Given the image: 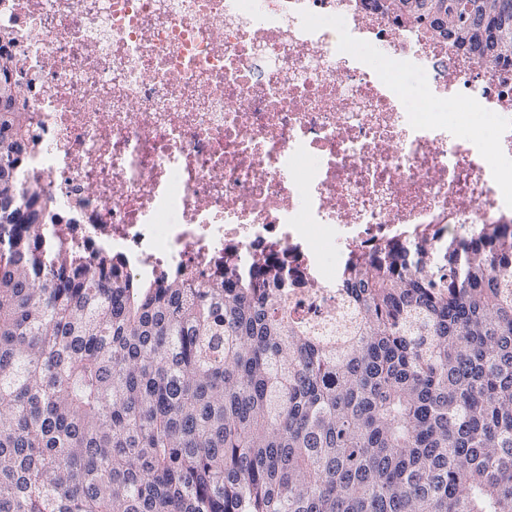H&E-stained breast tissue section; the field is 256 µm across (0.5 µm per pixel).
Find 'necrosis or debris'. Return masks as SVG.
Segmentation results:
<instances>
[{
    "label": "necrosis or debris",
    "mask_w": 512,
    "mask_h": 512,
    "mask_svg": "<svg viewBox=\"0 0 512 512\" xmlns=\"http://www.w3.org/2000/svg\"><path fill=\"white\" fill-rule=\"evenodd\" d=\"M387 0H0L38 139L21 176L61 216L40 254L202 284L260 266L329 336L372 246L430 259L512 223V63L481 65ZM428 108L403 109L407 78ZM470 106L497 140L461 137ZM337 256L325 269L323 249Z\"/></svg>",
    "instance_id": "4bbe7bcc"
}]
</instances>
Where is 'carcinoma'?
I'll list each match as a JSON object with an SVG mask.
<instances>
[{
    "mask_svg": "<svg viewBox=\"0 0 512 512\" xmlns=\"http://www.w3.org/2000/svg\"><path fill=\"white\" fill-rule=\"evenodd\" d=\"M486 64L512 0H389ZM0 148L30 151L27 94ZM0 168V512H512V235L460 225L466 260L365 254L342 335L263 274L150 287L58 254Z\"/></svg>",
    "mask_w": 512,
    "mask_h": 512,
    "instance_id": "1",
    "label": "carcinoma"
}]
</instances>
